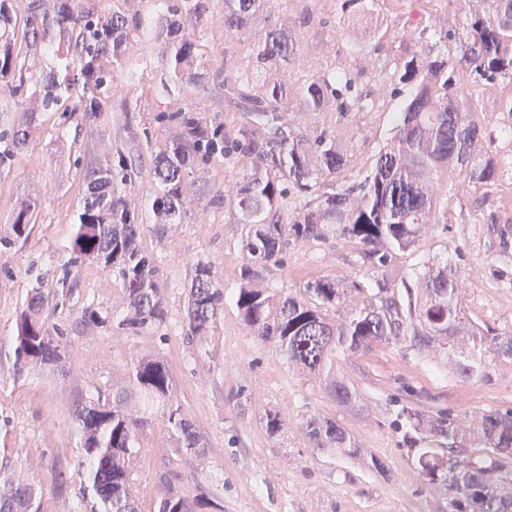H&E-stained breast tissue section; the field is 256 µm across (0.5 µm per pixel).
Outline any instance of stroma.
<instances>
[{
	"label": "stroma",
	"instance_id": "stroma-1",
	"mask_svg": "<svg viewBox=\"0 0 512 512\" xmlns=\"http://www.w3.org/2000/svg\"><path fill=\"white\" fill-rule=\"evenodd\" d=\"M299 0H274L273 20L293 28L298 55L291 79L302 83L325 67L346 72L359 93L374 100L370 112H324L298 115L308 131L336 136L347 149L339 183L349 185L368 173L395 132L409 86H395L389 76L372 68L376 54L399 60L414 52L402 40L407 19L439 16L448 29H461L463 17L451 0H371L370 9L386 13L391 23L375 47L347 42L338 29V0H308L316 24L296 25ZM203 58L218 68L225 56L241 60L253 46L250 39H227L221 26L203 32ZM128 55L139 67L138 82L116 72L124 97L140 100L141 121L155 112L205 101L210 112L235 124L239 113L224 109L223 97L209 90H192L166 99L153 97L152 86L162 74V46L131 37ZM486 140L497 163L493 182L476 186L457 177L448 183V221L435 225L421 246L392 249L384 268L361 259L362 243L349 237L341 225L310 241H289L279 267L266 276L267 287L303 297L308 284L330 277L342 284L373 287L387 277L400 285L412 270L449 265L462 284L461 298L468 315L501 332L512 333V82L479 86L472 97ZM124 115L106 108L94 121L60 123L46 112L32 129L30 144L9 170L0 173V234H6L20 208L30 201L39 207L27 241L0 250V413L13 418L8 435L0 434V448H18L28 472L50 498L51 512H72V489H58L52 462L76 464L77 440L69 427L74 410L95 383L118 382L135 353H156L168 363L178 397L195 418L211 451L206 463L182 465L184 485H202L223 495L224 512H443L444 490L423 483L413 465V454L394 426L400 404H412L429 414L451 412L470 421L497 409L512 407V364L491 366L477 382L461 380L443 361L408 350L405 343H377L345 360V375L357 392V401L341 405L315 383L302 379L272 345L250 336L233 304H225L220 336L224 347L221 375L195 364L180 333L185 314L186 288L192 265L202 259L212 264L232 294L243 264L237 246L240 227L227 209L193 206L184 223L173 224L164 237L145 228L141 248L157 257L160 285L168 310L167 340L156 336L116 337L104 328L84 327L76 314L59 316L72 342L70 373H43L16 381L10 374L15 313L25 298L31 266L50 262L68 240L73 215L84 191L83 168L75 158L94 164L108 147L120 146L140 154V176L127 190L132 207H143L152 185L151 156L170 136L156 128L151 142L132 140L123 128ZM85 299L111 307L120 283L110 273L93 267L78 274ZM276 412L284 428L269 434L267 412ZM329 417L347 432L359 449L352 456L340 448H320L305 435L310 417Z\"/></svg>",
	"mask_w": 512,
	"mask_h": 512
}]
</instances>
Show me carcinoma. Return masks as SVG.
Wrapping results in <instances>:
<instances>
[{
    "label": "carcinoma",
    "instance_id": "cac0c4a2",
    "mask_svg": "<svg viewBox=\"0 0 512 512\" xmlns=\"http://www.w3.org/2000/svg\"><path fill=\"white\" fill-rule=\"evenodd\" d=\"M159 15L148 23L128 0H113L101 10L97 0H28L18 22L11 0H0V85L22 98L26 61L43 52L56 33L65 51L57 65L36 82L29 98L36 108L26 122L0 124V167L8 169L26 150L32 126L43 112H60V124L81 113L91 121L112 97L114 73L133 72L129 36L142 31L164 45L163 62L171 78L189 87L213 83L240 120L224 125L201 103L174 112L155 113L153 124L173 136L154 156L153 191L144 214L131 210L124 189L139 169L120 149L108 152L85 172L86 191L63 248L62 262L30 270V288L17 311L12 376L31 372L65 373L71 343L67 330L49 318L79 311L86 326L110 328L126 337L165 336L168 311L161 294L160 268L140 247L145 223L164 236L170 224H181L194 199L188 178L197 179L216 158L240 164L232 188L206 190L207 205L229 207L244 225L238 247L243 257L235 307L250 335L270 343L306 379L317 383L337 403L356 400L341 372L342 361L374 342L409 341L408 348L448 359L466 381L480 380L497 361L512 364V334L473 321L460 297L458 278L448 266H431L402 281L406 301L383 279L376 289L348 288L322 279L305 288L308 299L285 296L262 285L266 274L282 263L288 238L318 239L330 224L369 246L364 261L375 267L387 262L385 250L412 249L433 225L448 223V176L488 184L495 179L492 151L484 147V131L464 91L470 81H512V0H457L465 15L456 33L432 18L434 43L406 57L392 73L394 82L412 85L395 134L364 180L329 192L346 165V150L336 137L311 135L288 112V99L299 110L369 112L374 104L355 90L347 74L323 69L294 84L288 68L296 58L288 28L264 24L249 58L213 74L198 50L197 33L214 24L239 37L252 34L256 21L269 17L273 0H224V9L207 11L208 0H156ZM342 36L363 44L383 24L366 13L364 0H341ZM271 71L283 77L268 79ZM36 207L18 211L11 236L0 237L7 249L27 240ZM94 266L119 279L122 314L92 302L81 303L74 271ZM356 294L360 300L335 318L329 310ZM224 282L208 261L192 265L187 288L182 340L193 361L216 371ZM160 423L174 448L164 462L158 489L143 508L137 460L143 458L147 431ZM404 442L416 451L418 476L448 495L445 512H512V407L465 423L447 412L435 416L408 404L395 413ZM306 436L322 448L333 445L356 455L344 429L331 418L311 417ZM80 459L75 512H223L216 494L183 488L174 462L209 454L193 418L183 409L168 364L158 354L137 356L125 367L122 384H92L72 415ZM480 445L483 454L467 451ZM17 448L0 450V512H48L43 488L23 471Z\"/></svg>",
    "mask_w": 512,
    "mask_h": 512
}]
</instances>
